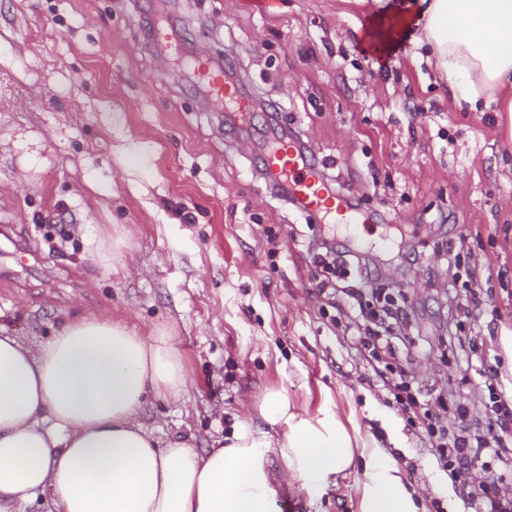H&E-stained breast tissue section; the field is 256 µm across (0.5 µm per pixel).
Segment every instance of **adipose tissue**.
I'll list each match as a JSON object with an SVG mask.
<instances>
[{
	"instance_id": "adipose-tissue-1",
	"label": "adipose tissue",
	"mask_w": 512,
	"mask_h": 512,
	"mask_svg": "<svg viewBox=\"0 0 512 512\" xmlns=\"http://www.w3.org/2000/svg\"><path fill=\"white\" fill-rule=\"evenodd\" d=\"M418 45L454 102L493 96L512 113V0H420ZM191 382L171 332L141 335L105 315L69 318L27 345L0 328V504L26 512L48 493L51 512H276L278 497L316 502L353 479L358 512H418L397 462L347 430L334 404L295 411L271 387L257 428L235 420L220 447L157 440L148 399Z\"/></svg>"
}]
</instances>
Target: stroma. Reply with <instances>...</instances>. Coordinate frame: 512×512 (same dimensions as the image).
<instances>
[{"label": "stroma", "instance_id": "stroma-1", "mask_svg": "<svg viewBox=\"0 0 512 512\" xmlns=\"http://www.w3.org/2000/svg\"><path fill=\"white\" fill-rule=\"evenodd\" d=\"M406 0H155L185 50L235 58L247 91L282 102L326 173L350 182L364 205L405 225L421 258L445 266L443 243L462 239L477 265L491 324H464L512 376V136L498 112H462L427 63L413 32L388 61L366 53L384 8ZM144 0H0V326L26 344L50 338L65 318L102 311L140 330L170 326L193 378L143 418L158 438L198 450L264 388H283L300 411L332 400L347 429L372 437L419 491L450 480L389 406L383 369L332 325L335 304L316 296L326 269L312 245L327 225L278 199L254 157L226 133L223 109L192 89L178 60L138 25ZM46 163L24 167L19 140ZM447 224L431 223L432 214ZM83 224L122 234L130 275L108 273ZM382 275L408 282L406 303L432 352L406 370L433 394L461 384L448 360V290H419V265L391 227L365 243Z\"/></svg>", "mask_w": 512, "mask_h": 512}]
</instances>
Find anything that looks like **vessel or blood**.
<instances>
[{"label":"vessel or blood","instance_id":"vessel-or-blood-1","mask_svg":"<svg viewBox=\"0 0 512 512\" xmlns=\"http://www.w3.org/2000/svg\"><path fill=\"white\" fill-rule=\"evenodd\" d=\"M182 69L187 79L207 89L213 103L235 111L237 116H249V104L239 87L226 82L223 69L214 67L205 56L187 59ZM261 163L271 174L287 180L306 212L320 215L324 223L344 226L351 240H362L366 230L364 222L338 196L329 193L314 156L301 155L294 144L273 138Z\"/></svg>","mask_w":512,"mask_h":512}]
</instances>
